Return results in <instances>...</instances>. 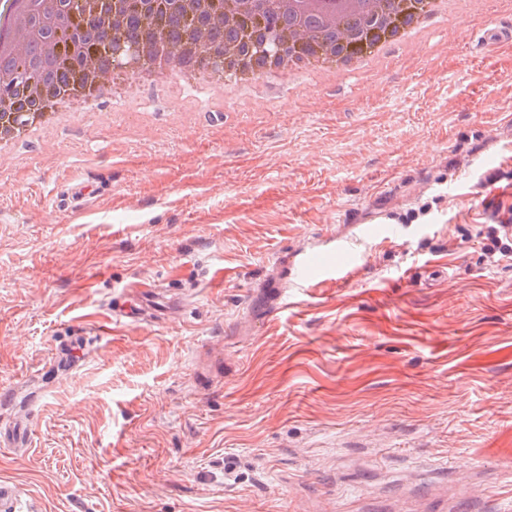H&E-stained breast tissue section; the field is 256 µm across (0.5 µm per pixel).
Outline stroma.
Here are the masks:
<instances>
[{"mask_svg": "<svg viewBox=\"0 0 512 512\" xmlns=\"http://www.w3.org/2000/svg\"><path fill=\"white\" fill-rule=\"evenodd\" d=\"M509 17L467 0L369 72L228 109L184 78L18 138L0 482L36 512H512V259L478 235L512 213V47L471 44ZM379 213L401 236L360 237ZM330 241L350 268L297 281Z\"/></svg>", "mask_w": 512, "mask_h": 512, "instance_id": "35a3bbf8", "label": "stroma"}]
</instances>
